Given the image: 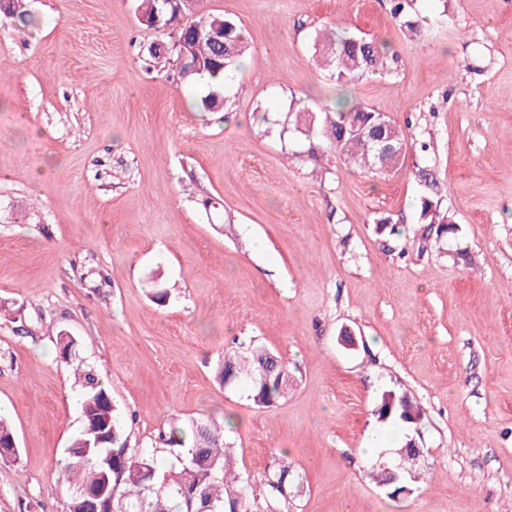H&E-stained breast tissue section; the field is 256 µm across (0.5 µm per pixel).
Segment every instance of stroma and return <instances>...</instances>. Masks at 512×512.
Masks as SVG:
<instances>
[{
    "mask_svg": "<svg viewBox=\"0 0 512 512\" xmlns=\"http://www.w3.org/2000/svg\"><path fill=\"white\" fill-rule=\"evenodd\" d=\"M137 6L0 18V417L19 450L0 458V512H68L81 387L62 334L130 447L210 418L252 484L287 459L304 489L274 512H512V0L400 17L390 0H198L251 51L216 112L152 59L168 35ZM336 29L385 44L387 73L337 85L313 48ZM342 94L397 123L403 165L329 150L321 108ZM424 195L455 236L421 222ZM255 348L294 377L266 408L213 377ZM387 391L425 410L399 497L372 478L404 439L374 414ZM379 429L388 450L363 452Z\"/></svg>",
    "mask_w": 512,
    "mask_h": 512,
    "instance_id": "1",
    "label": "stroma"
}]
</instances>
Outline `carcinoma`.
Returning a JSON list of instances; mask_svg holds the SVG:
<instances>
[{
	"label": "carcinoma",
	"mask_w": 512,
	"mask_h": 512,
	"mask_svg": "<svg viewBox=\"0 0 512 512\" xmlns=\"http://www.w3.org/2000/svg\"><path fill=\"white\" fill-rule=\"evenodd\" d=\"M224 22V50L209 40L194 43V55L204 62L201 70L187 76H204L209 92L197 101L202 112L214 111L213 100L223 93L246 50L242 29L220 15L192 12L170 24L168 38L174 44L195 29H209ZM319 60L339 84L363 73L384 70L386 46L362 36L338 35L315 39ZM331 109L324 108V111ZM331 149L364 169L375 161V143L370 131L373 108L336 104L332 109ZM420 218L437 225L436 237L455 234L453 224L440 215L434 200L421 198ZM58 357L74 366L82 387L81 430L66 448V494L69 512H95L98 500L85 495L103 494L112 512H271V502L287 501L281 486L289 483L290 466L283 460L276 470L265 474V494L256 492L249 481L231 470L230 449L224 446L223 430L209 420L182 423L172 420L159 431L158 442L172 456L168 461L158 449L131 448L121 417L112 404L109 390L79 357L78 342L68 335L57 340ZM214 377L224 387L242 386L247 397L259 407H267L285 397L288 364L264 349L247 353L227 351L216 366ZM377 419L416 425L422 409L413 403L395 407L392 413L381 408Z\"/></svg>",
	"instance_id": "1"
}]
</instances>
